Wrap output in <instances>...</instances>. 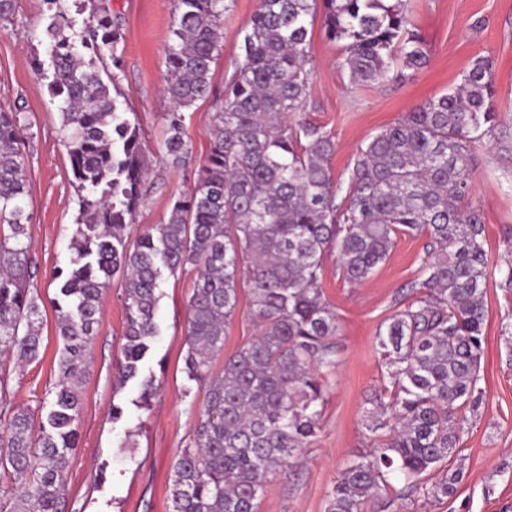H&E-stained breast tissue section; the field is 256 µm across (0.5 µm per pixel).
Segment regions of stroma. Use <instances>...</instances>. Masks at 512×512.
<instances>
[{"label": "stroma", "instance_id": "35a3bbf8", "mask_svg": "<svg viewBox=\"0 0 512 512\" xmlns=\"http://www.w3.org/2000/svg\"><path fill=\"white\" fill-rule=\"evenodd\" d=\"M125 36L123 67L116 81L123 111L134 113L146 141L148 166L143 197L129 229L139 234L164 223L173 195L190 189L209 152L208 129L213 101L186 110L192 140L189 162L181 168L162 159L158 146L164 115L172 108L163 94L165 55L173 18V0H106ZM430 56L429 64L405 80L388 85H351L338 65L341 51L321 23H314L309 55L312 76L304 111L307 120L326 126L336 147L329 166L334 179L347 180L361 142L406 112L459 85L471 63L491 57L495 64L496 105L512 122V0H406ZM256 0H232L223 21V52L214 67L216 95L243 61L244 31ZM50 14L45 0H15L11 21L0 23V110L18 112L25 128L28 209L33 216V280L42 299L45 351L41 361L16 367L4 362L16 403L38 410L53 397L60 338L52 301L53 275L68 268L70 243L79 217L61 113L49 92V46L43 36ZM483 28H473L475 19ZM473 199L482 209L485 249L491 264H512V185L505 174L512 157L494 141L476 147ZM424 238L400 236L388 260L365 282L345 281L336 253L324 260L322 287L338 322L337 366L327 372L320 429L300 456L296 472L273 475L258 501V512H325L341 472L367 454L371 436L365 412L381 387V358L375 349L382 322L398 308L407 284L420 278L418 256ZM193 285L189 275L165 276L160 285L157 320L161 332L144 363L162 387L148 408L136 406L133 386L115 390L113 363L120 354L125 313L124 282L114 278L102 297L92 343V362L83 377L80 441L71 455L66 512H169L173 465L191 435L204 400L189 390L182 371L186 352L184 323ZM485 341L481 385L485 390L478 417L468 418L460 433L464 478L455 495L441 501L414 496L394 499L380 491L362 512H512V352L504 327L512 323V293L489 280L485 297ZM121 402L125 416L112 422L109 410Z\"/></svg>", "mask_w": 512, "mask_h": 512}]
</instances>
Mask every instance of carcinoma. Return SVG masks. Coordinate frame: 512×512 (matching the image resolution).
<instances>
[{
    "mask_svg": "<svg viewBox=\"0 0 512 512\" xmlns=\"http://www.w3.org/2000/svg\"><path fill=\"white\" fill-rule=\"evenodd\" d=\"M228 0H175L163 91L162 151L180 166L191 139L183 111L213 95ZM321 14L340 66L356 85L389 84L429 61L403 0H257L243 62L216 100L210 149L193 187L173 197L167 222L131 239L145 150L96 59L122 68L121 28L97 5L81 45L57 15L50 39L51 95L78 191L79 219L67 270L55 274L56 332L63 342L50 409L39 421L0 375V512H65L66 478L87 351L112 277L125 281V326L115 387L131 384L146 407L161 387L143 370L159 336L164 274H195L185 323L183 372L205 394L190 442L174 465L170 512H257L270 477L317 435L325 373L335 369L336 313L322 288L326 252L343 277L368 279L398 237H423L421 280L383 322L376 342L382 391L373 400V449L341 473L327 512H361L382 490L403 499L452 497L463 480L458 414L483 398L480 359L489 277L512 288V265L489 268L484 220L472 202L473 150L484 139L512 154L502 128L493 60L476 58L453 91L430 99L362 143L347 186L328 162L334 134L290 116L304 111L309 27ZM24 127L0 110V362L41 360L43 313L30 256L32 223L21 151ZM248 296L258 336L224 358L227 326ZM400 477L397 488L391 478Z\"/></svg>",
    "mask_w": 512,
    "mask_h": 512,
    "instance_id": "cac0c4a2",
    "label": "carcinoma"
}]
</instances>
